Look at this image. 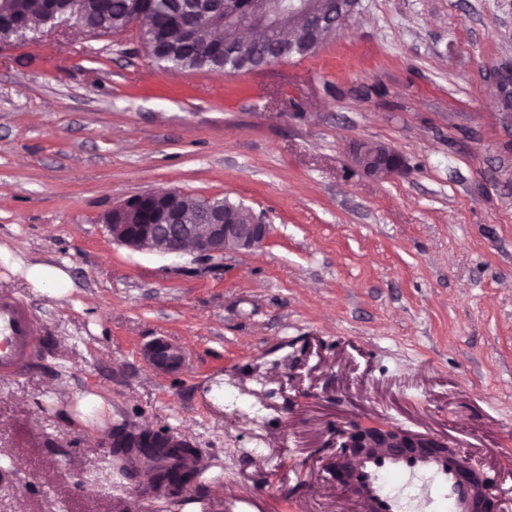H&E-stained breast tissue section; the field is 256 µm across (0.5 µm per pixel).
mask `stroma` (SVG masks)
Returning <instances> with one entry per match:
<instances>
[{
	"instance_id": "35a3bbf8",
	"label": "stroma",
	"mask_w": 512,
	"mask_h": 512,
	"mask_svg": "<svg viewBox=\"0 0 512 512\" xmlns=\"http://www.w3.org/2000/svg\"><path fill=\"white\" fill-rule=\"evenodd\" d=\"M511 63L512 0H361L248 73L170 71L137 29L71 20L0 43V290L50 343L0 378V512H138L102 442L122 423L202 453L180 512H355L332 467L356 419L447 436L512 512V109L488 82ZM358 140L409 172L366 175ZM165 189L242 202L270 238L211 262L113 242L104 216ZM155 339L183 370L145 363ZM274 43L278 44L276 47H274L275 51H273V48H271V50H266V53L268 56H278L284 54L283 60L290 58H304L316 51L313 42L310 41L303 42L297 40L296 42L288 43L287 41L285 44H280L275 40ZM24 266L28 281L39 292L55 299L65 295L68 288V277L64 271L43 264ZM144 361L154 370L173 373L182 370L185 363L183 349L166 340H155L142 350Z\"/></svg>"
}]
</instances>
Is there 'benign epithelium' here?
<instances>
[{"label":"benign epithelium","instance_id":"1","mask_svg":"<svg viewBox=\"0 0 512 512\" xmlns=\"http://www.w3.org/2000/svg\"><path fill=\"white\" fill-rule=\"evenodd\" d=\"M233 0H226L224 17L212 19L211 31H228L237 27L238 17L232 8ZM349 15L337 11L330 0L320 7L313 0H257V6L245 19L249 29L258 34L260 44L278 36L286 20H301L307 28L317 32L333 31ZM492 91L501 104L512 106V68L500 67L492 74ZM352 161L363 173L374 177H391L407 168L405 158L386 144L359 141L352 149ZM137 199L132 198L114 207L105 221L112 240L133 252H154L162 255L191 253L197 258L214 260L228 252L252 253L261 249L271 234V226L254 216L248 224L226 219L222 211L207 215L205 222L187 208H175L161 224L141 222L136 209ZM144 361L154 370L173 373L182 370L185 363L183 349L166 340H155L142 350ZM110 448H144L155 443L163 448H189L190 441L178 431H138L126 424L117 425L105 438ZM417 441L411 433L379 422H355L336 432V447L365 448L372 445L405 447Z\"/></svg>","mask_w":512,"mask_h":512}]
</instances>
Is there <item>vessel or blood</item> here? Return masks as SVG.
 <instances>
[{
  "instance_id": "1",
  "label": "vessel or blood",
  "mask_w": 512,
  "mask_h": 512,
  "mask_svg": "<svg viewBox=\"0 0 512 512\" xmlns=\"http://www.w3.org/2000/svg\"><path fill=\"white\" fill-rule=\"evenodd\" d=\"M42 323L24 298L0 292V376H21L46 354ZM342 487L361 512H483L497 486L451 448H368L340 454Z\"/></svg>"
}]
</instances>
